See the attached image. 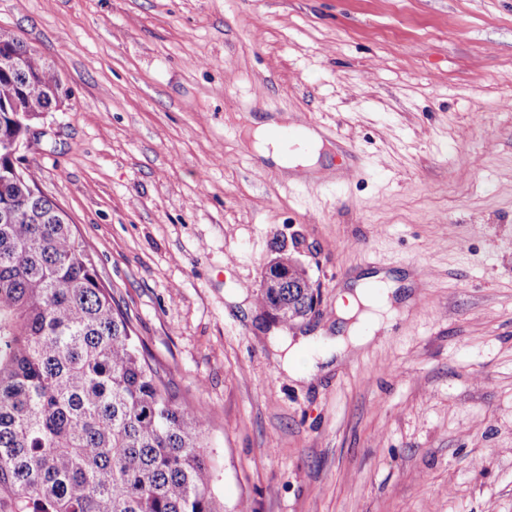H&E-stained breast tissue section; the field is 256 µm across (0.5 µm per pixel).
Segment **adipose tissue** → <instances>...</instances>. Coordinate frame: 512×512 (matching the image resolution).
I'll return each instance as SVG.
<instances>
[{
	"instance_id": "adipose-tissue-1",
	"label": "adipose tissue",
	"mask_w": 512,
	"mask_h": 512,
	"mask_svg": "<svg viewBox=\"0 0 512 512\" xmlns=\"http://www.w3.org/2000/svg\"><path fill=\"white\" fill-rule=\"evenodd\" d=\"M274 129V123L253 121V147L259 155L275 160L286 169L302 167L317 170L323 147L317 131L300 128L295 149L288 151L274 136ZM399 287L395 277L380 273L370 279H356L353 288L339 296L336 313L338 317L348 320L349 327L347 335L335 340L337 359H344L367 346L376 332L397 315L395 301Z\"/></svg>"
}]
</instances>
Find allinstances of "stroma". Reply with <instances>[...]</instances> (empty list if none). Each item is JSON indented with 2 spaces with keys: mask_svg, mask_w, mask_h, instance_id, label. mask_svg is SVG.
Masks as SVG:
<instances>
[{
  "mask_svg": "<svg viewBox=\"0 0 512 512\" xmlns=\"http://www.w3.org/2000/svg\"><path fill=\"white\" fill-rule=\"evenodd\" d=\"M68 97L26 159L171 388L224 512H512V0H0ZM315 124L341 185L260 157ZM319 290L311 380L255 301ZM406 308L329 359L352 279Z\"/></svg>",
  "mask_w": 512,
  "mask_h": 512,
  "instance_id": "35a3bbf8",
  "label": "stroma"
}]
</instances>
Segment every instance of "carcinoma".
<instances>
[{
  "mask_svg": "<svg viewBox=\"0 0 512 512\" xmlns=\"http://www.w3.org/2000/svg\"><path fill=\"white\" fill-rule=\"evenodd\" d=\"M0 142L60 108L61 79L40 53L0 34ZM39 171L0 146V512H223L202 452V411L178 399L130 317L102 283L90 245ZM292 288L260 289L291 329L315 295L292 256Z\"/></svg>",
  "mask_w": 512,
  "mask_h": 512,
  "instance_id": "carcinoma-1",
  "label": "carcinoma"
}]
</instances>
